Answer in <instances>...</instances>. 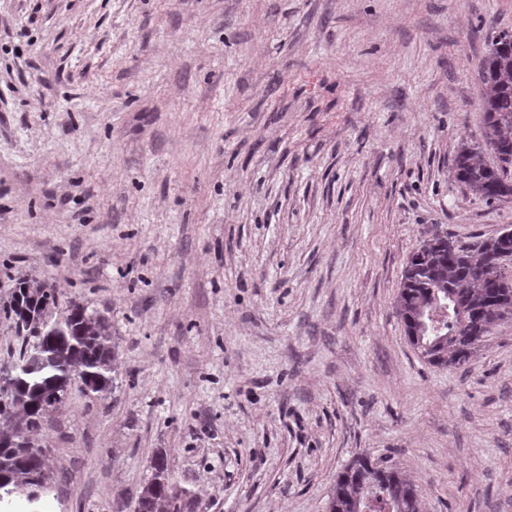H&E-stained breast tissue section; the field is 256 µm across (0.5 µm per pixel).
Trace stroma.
I'll use <instances>...</instances> for the list:
<instances>
[{
    "label": "stroma",
    "instance_id": "stroma-1",
    "mask_svg": "<svg viewBox=\"0 0 512 512\" xmlns=\"http://www.w3.org/2000/svg\"><path fill=\"white\" fill-rule=\"evenodd\" d=\"M512 0H0V364L16 278L109 319L116 377L34 439L55 508L132 512L157 451L191 512H327L388 456L425 512H512V325L426 363L394 301L458 183Z\"/></svg>",
    "mask_w": 512,
    "mask_h": 512
}]
</instances>
